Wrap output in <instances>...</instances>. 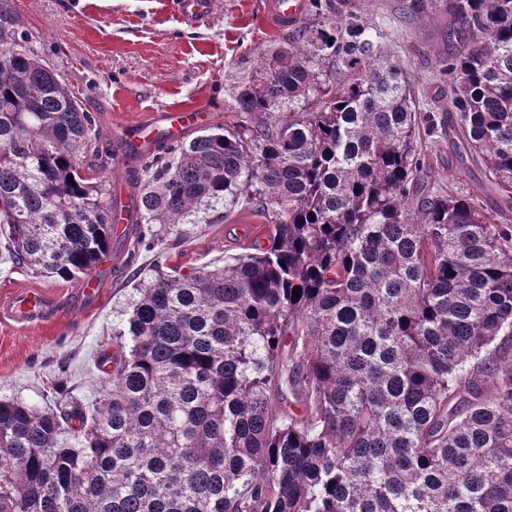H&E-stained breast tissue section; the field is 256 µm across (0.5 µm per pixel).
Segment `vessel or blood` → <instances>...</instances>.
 <instances>
[{"instance_id": "vessel-or-blood-1", "label": "vessel or blood", "mask_w": 512, "mask_h": 512, "mask_svg": "<svg viewBox=\"0 0 512 512\" xmlns=\"http://www.w3.org/2000/svg\"><path fill=\"white\" fill-rule=\"evenodd\" d=\"M182 24L193 26L208 16L214 0H167ZM308 0H261L260 13L266 27L273 30H286L296 27L304 17ZM207 111L200 106L169 108L153 114L145 120L127 124L114 131L112 174L116 179H124L127 143L150 146L157 135H164L167 141L179 142L186 134L205 123ZM12 317L20 323L40 319L46 309L40 293L32 291L13 297L8 303Z\"/></svg>"}]
</instances>
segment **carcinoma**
<instances>
[{
	"label": "carcinoma",
	"mask_w": 512,
	"mask_h": 512,
	"mask_svg": "<svg viewBox=\"0 0 512 512\" xmlns=\"http://www.w3.org/2000/svg\"><path fill=\"white\" fill-rule=\"evenodd\" d=\"M236 88L231 128L129 157L0 3L4 258L79 281L247 202L268 244L157 260L113 329L98 406L0 399V512H512V224L424 188L383 29L309 0ZM467 38L439 61L466 153L512 208V0H408ZM125 225L118 230L119 225ZM300 289L295 297L293 288Z\"/></svg>",
	"instance_id": "1"
}]
</instances>
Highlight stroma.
I'll return each instance as SVG.
<instances>
[{"instance_id":"35a3bbf8","label":"stroma","mask_w":512,"mask_h":512,"mask_svg":"<svg viewBox=\"0 0 512 512\" xmlns=\"http://www.w3.org/2000/svg\"><path fill=\"white\" fill-rule=\"evenodd\" d=\"M260 0H216L206 21L181 24L164 0H10L13 16L40 36L44 51L78 93L88 111L98 113L104 133L148 118L151 111L210 104V124L231 126L230 92L247 83L261 59L278 52L283 34L267 29ZM406 0H347L346 14L382 24L384 58L398 65L419 105L418 150L432 167V178L446 188L479 187L478 198L495 211L497 195L488 187L481 164L460 165L442 123L447 118L438 60L454 56L462 45L460 23L433 11L410 18ZM249 204H241L216 224H185L168 235L156 251L142 254L138 265L149 276L157 256L182 270L223 264L251 251L240 239L244 228L259 223ZM97 299L83 293L80 282L46 278L27 268L0 262V301L17 292L38 290L49 310L41 321L20 324L0 314V399L41 406L55 399L53 386L66 374L72 396L92 406L102 392L97 363L111 347L112 330L121 323L134 278L113 275L111 262L94 272Z\"/></svg>"}]
</instances>
